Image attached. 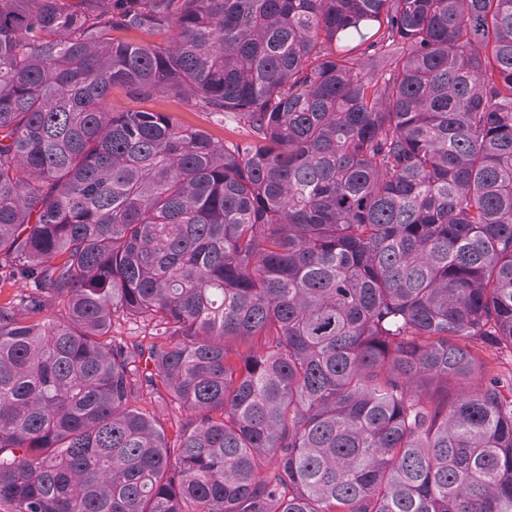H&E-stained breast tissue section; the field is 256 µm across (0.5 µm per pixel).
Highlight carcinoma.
<instances>
[{
	"instance_id": "1",
	"label": "carcinoma",
	"mask_w": 512,
	"mask_h": 512,
	"mask_svg": "<svg viewBox=\"0 0 512 512\" xmlns=\"http://www.w3.org/2000/svg\"><path fill=\"white\" fill-rule=\"evenodd\" d=\"M16 282L4 512H512V0H0ZM110 106L113 110H125L134 107L161 109L177 112L182 121L187 124L202 128L221 140H233L239 138V128L232 116H224V122H216L212 117L203 112H184L168 101H154L149 103H137L129 99L119 88H113L110 97Z\"/></svg>"
}]
</instances>
